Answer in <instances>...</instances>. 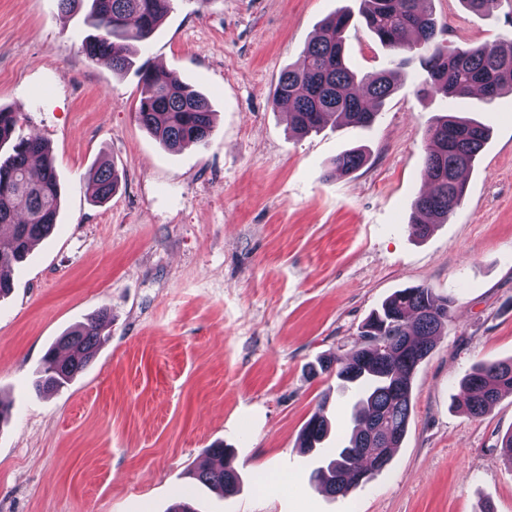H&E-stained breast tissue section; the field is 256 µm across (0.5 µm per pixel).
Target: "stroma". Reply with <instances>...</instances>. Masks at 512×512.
Segmentation results:
<instances>
[{
  "mask_svg": "<svg viewBox=\"0 0 512 512\" xmlns=\"http://www.w3.org/2000/svg\"><path fill=\"white\" fill-rule=\"evenodd\" d=\"M444 46L512 42V0L492 14L433 0ZM361 0H174L133 68L81 50L82 14L58 0H0V105L46 140L61 184L58 224L0 298V512H512V394L485 416L461 409L472 366L512 359V94L454 103L415 93L422 51L395 54ZM354 14L345 55L402 85L368 127L300 136L274 109L281 72L328 15ZM175 73L214 112L206 145L164 149L136 120L138 70ZM455 110L489 130L446 223L410 227L428 189L425 135ZM366 163L331 175L339 153ZM120 183L92 203L101 164ZM451 299V319L412 382L406 436L346 497L310 478L298 435L318 406L343 431L357 399L311 374L348 354L399 289ZM95 361L57 392L33 383L48 347L100 309ZM234 449L232 496L198 484L205 448Z\"/></svg>",
  "mask_w": 512,
  "mask_h": 512,
  "instance_id": "1",
  "label": "stroma"
}]
</instances>
